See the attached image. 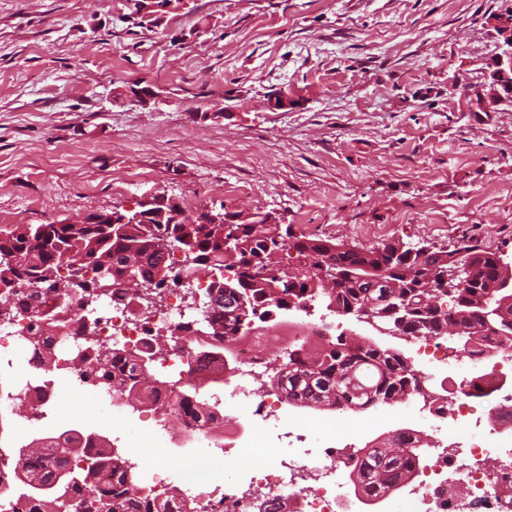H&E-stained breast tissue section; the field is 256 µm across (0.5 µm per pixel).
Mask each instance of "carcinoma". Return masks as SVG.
<instances>
[{
  "mask_svg": "<svg viewBox=\"0 0 512 512\" xmlns=\"http://www.w3.org/2000/svg\"><path fill=\"white\" fill-rule=\"evenodd\" d=\"M171 0H127L132 19L139 27L151 28L159 23L158 13ZM268 214L242 218L238 213H224L220 224H14L0 225V257L15 258L14 272L39 281V287L53 289L51 275L70 268L76 253L84 259L71 272L77 280L75 289L86 290L107 282L118 285L128 275L146 284L162 283V271L171 267L159 249L161 236L169 231L183 257L180 263L198 273L209 269L227 281L224 271L233 272L234 307L222 303L212 308L213 321L224 330L222 338L233 339L253 329L256 321L269 316L272 309H285L292 299H321L336 306L345 315L366 298L380 301L382 319L412 333L415 330L439 335L448 334V324L481 319L485 308L508 304L512 311V289L487 291L485 285L504 277L497 253L472 247L471 265L481 288H465L448 297L444 288H430L424 273L438 260L423 257L414 247L392 241L381 247L355 252L335 251L337 242L314 235H295L290 227L270 224ZM295 252L303 265L293 282L284 279L287 270L280 257ZM110 259L111 267L102 269L101 258ZM329 259L337 271L349 275L342 283L325 284L316 278L318 261ZM284 372L275 376V384L288 394L294 407H333L343 403L363 409L374 401L388 403L408 394V375L397 349L373 346H349L343 336L326 350L309 352L295 346L284 354ZM148 364L143 358H115L111 368L98 372L81 370L79 380L101 383L121 379L128 394L148 397L138 378ZM392 443L400 451L365 453L357 464L356 486L366 492L385 493L399 479H407L420 463L417 451L401 448L402 437ZM70 457L55 453L48 464L31 466L19 476L29 498L20 512H64L68 498L91 489L84 501L85 512H129L125 492L128 478L112 450L99 445L96 457L87 466L72 467ZM112 464V483L92 487V482L107 464ZM38 481L40 487L33 486Z\"/></svg>",
  "mask_w": 512,
  "mask_h": 512,
  "instance_id": "1",
  "label": "carcinoma"
}]
</instances>
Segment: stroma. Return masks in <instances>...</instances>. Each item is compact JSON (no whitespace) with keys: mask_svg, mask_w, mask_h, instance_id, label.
Listing matches in <instances>:
<instances>
[{"mask_svg":"<svg viewBox=\"0 0 512 512\" xmlns=\"http://www.w3.org/2000/svg\"><path fill=\"white\" fill-rule=\"evenodd\" d=\"M125 4L0 0V225L162 193L191 219L512 256V108L466 106L512 0H190L150 30Z\"/></svg>","mask_w":512,"mask_h":512,"instance_id":"obj_1","label":"stroma"}]
</instances>
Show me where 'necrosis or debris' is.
Here are the masks:
<instances>
[{
	"label": "necrosis or debris",
	"instance_id": "4bbe7bcc",
	"mask_svg": "<svg viewBox=\"0 0 512 512\" xmlns=\"http://www.w3.org/2000/svg\"><path fill=\"white\" fill-rule=\"evenodd\" d=\"M47 307L62 324L47 363L29 346L38 326L33 314L0 320V361L16 373L7 398L20 411L14 438L34 439L31 457L51 456L68 426L46 422L54 384L64 377L75 394L129 420L141 447L123 457L135 475L127 486L134 502L165 503L169 512H512V341L490 334L463 353L444 336L405 334L406 364L420 385L407 396L417 424L401 433L406 447L420 449L422 463L410 479L373 497L351 486V474L358 457L375 449L380 422L394 413L375 402L349 433L317 436L290 414L287 401L261 388L273 369L267 348L330 345L342 326L336 310L299 300L294 309L303 320L255 327L228 350L196 324L177 287L164 289L158 302L105 288L85 304L53 295ZM144 349L151 370L168 377L150 416L130 419L123 387L74 380L85 360L99 366L113 353ZM191 381L206 397L207 416L171 408ZM492 458L500 465L490 472ZM168 459L189 482L174 486L161 472Z\"/></svg>",
	"mask_w": 512,
	"mask_h": 512
}]
</instances>
